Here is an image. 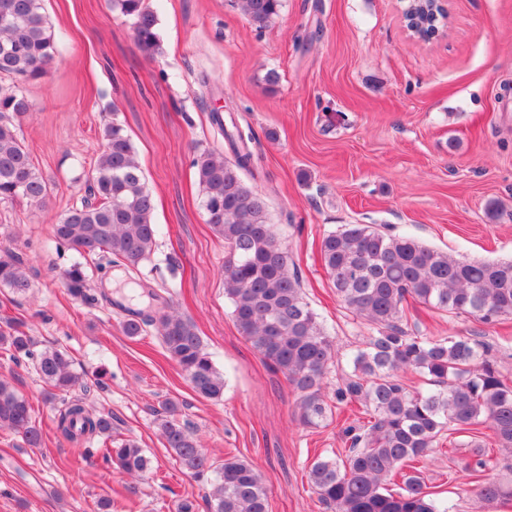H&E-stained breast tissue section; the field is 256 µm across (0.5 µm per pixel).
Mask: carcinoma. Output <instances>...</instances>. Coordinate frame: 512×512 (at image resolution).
<instances>
[{
	"label": "carcinoma",
	"mask_w": 512,
	"mask_h": 512,
	"mask_svg": "<svg viewBox=\"0 0 512 512\" xmlns=\"http://www.w3.org/2000/svg\"><path fill=\"white\" fill-rule=\"evenodd\" d=\"M258 30L274 21L281 0H235ZM112 11L126 17L137 44L159 50L156 14L145 0H110ZM446 15L432 0L416 3L411 23L421 36L434 35ZM57 46L42 13L41 0H0V76L16 83L0 93V201L24 199L42 204L50 184L35 168L18 137L14 119L31 110L23 86L48 72ZM212 123L233 147L230 161L215 152L194 160L206 223L224 241V298L239 334L299 395L296 415L319 428L347 408L367 421L348 426L351 448L345 456H317L310 464V488L332 512H449L448 502L424 489L417 463L456 435L477 437L482 430L500 448H512V379L487 359L489 347L470 336H427L403 324L404 303L467 315L483 325L512 317V260L461 261L430 248L410 235H390L368 224H347L326 234L320 253L330 287L343 307L372 326L349 357L352 371L335 391L324 393L335 341L305 300L294 260L269 222L263 196L245 184L242 172L251 155L236 147L242 132L224 130L220 115ZM102 149L87 179L86 196L51 227L57 248L76 251L80 260L62 273L68 293L88 299V268L114 263L136 272L156 243L154 200L147 188L132 141L113 122L102 132ZM0 287L23 295L31 288L24 264L13 254L0 255ZM157 326L168 357L201 398L219 401L226 381L206 352L193 321L173 312L123 322L134 338ZM0 345L14 360L34 362L42 379L61 394L79 383L67 351L47 348L36 354L22 332L0 331ZM414 372L432 388H409L403 375ZM0 429L22 434L28 445L41 444L28 400L0 379ZM58 429L71 441L98 436L111 442L103 455L115 469L136 478L152 468L151 457L131 438L112 436V416L92 415L83 401L68 402ZM160 429L175 460L193 475L210 470L216 477L207 499L210 512H268V490L254 464L227 454L216 465L194 433L176 418L170 404ZM496 466L488 449L477 445L463 463L471 487L481 496L512 503V481H491Z\"/></svg>",
	"instance_id": "1"
}]
</instances>
